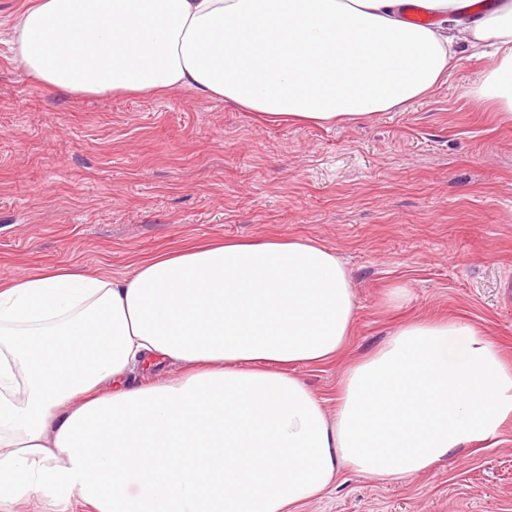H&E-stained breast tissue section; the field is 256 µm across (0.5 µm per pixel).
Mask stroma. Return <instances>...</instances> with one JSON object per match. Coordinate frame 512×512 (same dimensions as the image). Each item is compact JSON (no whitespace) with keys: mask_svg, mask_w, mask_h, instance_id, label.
Returning a JSON list of instances; mask_svg holds the SVG:
<instances>
[{"mask_svg":"<svg viewBox=\"0 0 512 512\" xmlns=\"http://www.w3.org/2000/svg\"><path fill=\"white\" fill-rule=\"evenodd\" d=\"M464 53L429 97L331 128L267 123L189 90L66 96L0 41V281L218 238L304 237L351 269V350L448 315L512 361V124L469 93ZM299 512H512V423L496 443L383 484L342 473Z\"/></svg>","mask_w":512,"mask_h":512,"instance_id":"stroma-1","label":"stroma"}]
</instances>
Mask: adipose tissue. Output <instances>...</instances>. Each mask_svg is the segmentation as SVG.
I'll return each instance as SVG.
<instances>
[{
    "instance_id": "adipose-tissue-1",
    "label": "adipose tissue",
    "mask_w": 512,
    "mask_h": 512,
    "mask_svg": "<svg viewBox=\"0 0 512 512\" xmlns=\"http://www.w3.org/2000/svg\"><path fill=\"white\" fill-rule=\"evenodd\" d=\"M28 0L7 23L45 88L188 89L273 123L353 124L426 98L460 44L473 96L512 121V0ZM113 277L0 283V503L54 512H296L342 471L395 484L512 421V365L471 325L401 323L348 358L358 293L330 248L227 239ZM345 359L334 410L294 373ZM174 364L173 378L135 370Z\"/></svg>"
}]
</instances>
